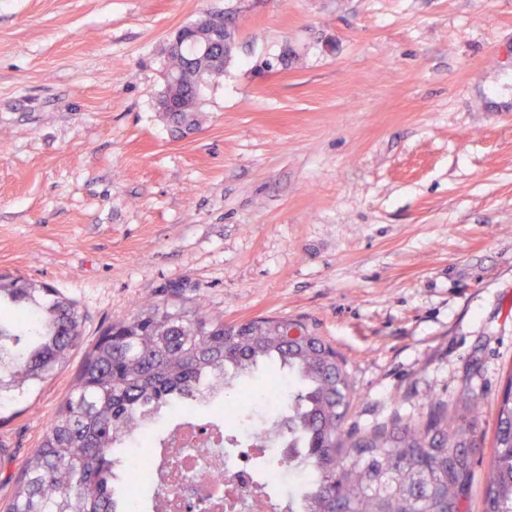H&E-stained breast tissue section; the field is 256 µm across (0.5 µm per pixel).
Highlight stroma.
Returning a JSON list of instances; mask_svg holds the SVG:
<instances>
[{"instance_id":"stroma-1","label":"stroma","mask_w":512,"mask_h":512,"mask_svg":"<svg viewBox=\"0 0 512 512\" xmlns=\"http://www.w3.org/2000/svg\"><path fill=\"white\" fill-rule=\"evenodd\" d=\"M235 21L199 124L155 96L171 32ZM95 340L183 285L228 323L298 319L347 362L350 421L512 372V0H0V274ZM81 364L0 401V504ZM169 80L165 78L164 87L156 94V106L160 112H167L169 124L177 131L183 127L195 125V112H185L191 108V103L175 101L168 92Z\"/></svg>"}]
</instances>
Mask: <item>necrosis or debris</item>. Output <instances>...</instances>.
<instances>
[{
    "mask_svg": "<svg viewBox=\"0 0 512 512\" xmlns=\"http://www.w3.org/2000/svg\"><path fill=\"white\" fill-rule=\"evenodd\" d=\"M284 384L270 385L264 413L254 425L216 420L204 430L195 418H161L168 437L182 442L181 455L160 453L139 462L154 485L162 486L160 512H197L207 505L209 512H306L300 496L269 493L270 485L300 483L309 473L308 464L289 460L285 440H255L254 428L270 430L284 413ZM268 459L272 469L258 479L255 461Z\"/></svg>",
    "mask_w": 512,
    "mask_h": 512,
    "instance_id": "obj_1",
    "label": "necrosis or debris"
}]
</instances>
